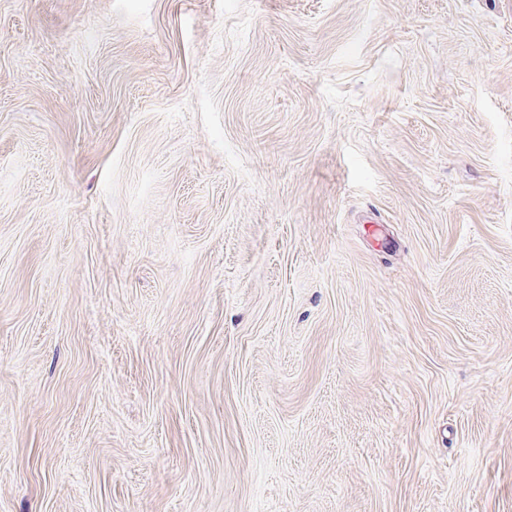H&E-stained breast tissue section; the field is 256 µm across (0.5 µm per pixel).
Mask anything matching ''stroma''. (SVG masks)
I'll return each instance as SVG.
<instances>
[{
    "mask_svg": "<svg viewBox=\"0 0 512 512\" xmlns=\"http://www.w3.org/2000/svg\"><path fill=\"white\" fill-rule=\"evenodd\" d=\"M0 512H512V0H0Z\"/></svg>",
    "mask_w": 512,
    "mask_h": 512,
    "instance_id": "1",
    "label": "stroma"
}]
</instances>
